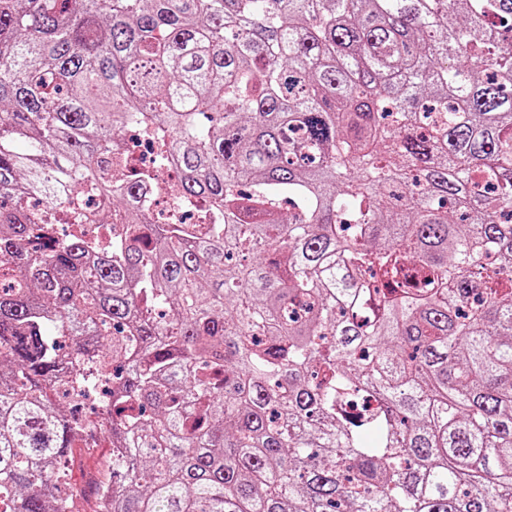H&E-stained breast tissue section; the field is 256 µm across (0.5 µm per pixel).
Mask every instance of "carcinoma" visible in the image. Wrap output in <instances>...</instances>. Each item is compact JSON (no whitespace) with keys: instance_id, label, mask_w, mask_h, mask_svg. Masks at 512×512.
Returning a JSON list of instances; mask_svg holds the SVG:
<instances>
[{"instance_id":"1","label":"carcinoma","mask_w":512,"mask_h":512,"mask_svg":"<svg viewBox=\"0 0 512 512\" xmlns=\"http://www.w3.org/2000/svg\"><path fill=\"white\" fill-rule=\"evenodd\" d=\"M505 18L0 0L8 510L87 512L104 442L92 512H512ZM178 177L176 173L169 168H163L161 171V180L159 181V188L153 192L152 210L156 216H166L174 210H179L180 205L178 200L173 198L168 191L169 186L176 184ZM108 448H92L75 455L73 463L69 464L68 480L77 487L86 491L93 499L91 481L93 476L102 468L104 457Z\"/></svg>"}]
</instances>
